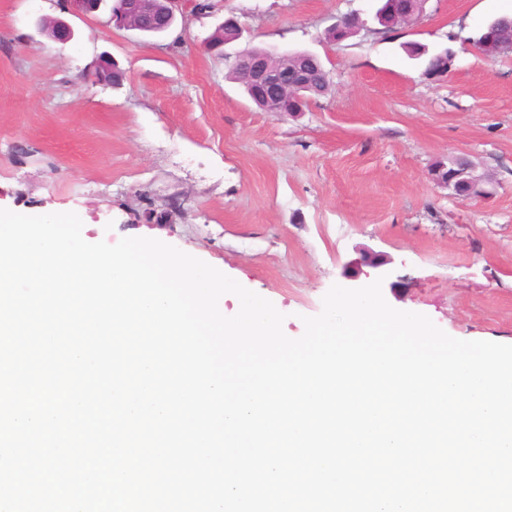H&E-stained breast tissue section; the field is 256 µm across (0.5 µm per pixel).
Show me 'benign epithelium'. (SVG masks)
I'll use <instances>...</instances> for the list:
<instances>
[{"mask_svg": "<svg viewBox=\"0 0 512 512\" xmlns=\"http://www.w3.org/2000/svg\"><path fill=\"white\" fill-rule=\"evenodd\" d=\"M426 0H401L399 8H390L387 15L391 25L412 24L423 11ZM181 0H111L107 7L108 22L127 30L144 35L167 32L173 25L176 10ZM478 48L486 55L501 54L512 48V19L485 29ZM233 63L242 66L247 73L248 89L256 101L268 112L282 111V104L291 102L297 109L307 106L310 84L309 72L320 70L322 60L308 52L268 49L266 53H254L249 49L238 51ZM462 164L448 174V179L439 183L454 188L455 196L463 199L480 198L486 194V178L475 173V166L466 157H459ZM389 260L381 255L363 252L353 263L351 277L358 276L362 267L368 266L377 271V276H388L386 265Z\"/></svg>", "mask_w": 512, "mask_h": 512, "instance_id": "1", "label": "benign epithelium"}]
</instances>
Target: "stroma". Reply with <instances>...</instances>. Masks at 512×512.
I'll return each mask as SVG.
<instances>
[{"mask_svg":"<svg viewBox=\"0 0 512 512\" xmlns=\"http://www.w3.org/2000/svg\"><path fill=\"white\" fill-rule=\"evenodd\" d=\"M145 38L76 14L70 0H0V208L76 213L90 243L159 239L219 269L285 314V334L353 280L360 252L389 259L394 308L462 340L512 343V53L474 40L512 0H428L423 17L373 33L375 0H209ZM236 50L310 51L331 91L291 117L251 104L231 60L204 40L224 17ZM364 27L324 38L340 17ZM71 25L65 44L38 20ZM189 35L192 49L175 47ZM454 53L422 76L407 46ZM122 86L91 76L101 54ZM468 157L489 194L462 199L431 178Z\"/></svg>","mask_w":512,"mask_h":512,"instance_id":"1","label":"stroma"}]
</instances>
